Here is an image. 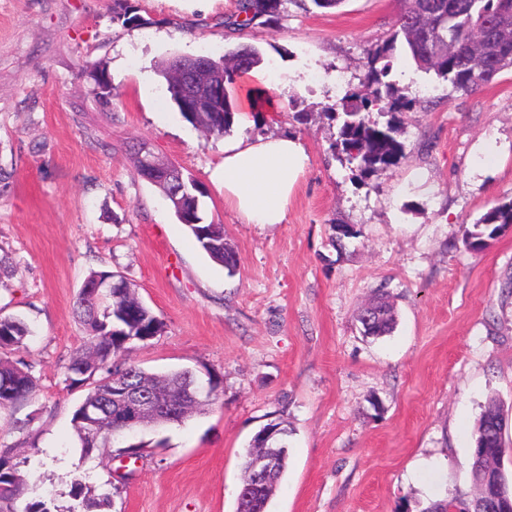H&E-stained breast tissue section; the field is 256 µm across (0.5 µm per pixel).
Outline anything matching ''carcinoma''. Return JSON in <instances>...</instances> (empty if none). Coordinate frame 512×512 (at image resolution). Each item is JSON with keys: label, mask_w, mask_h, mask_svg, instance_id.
I'll return each mask as SVG.
<instances>
[{"label": "carcinoma", "mask_w": 512, "mask_h": 512, "mask_svg": "<svg viewBox=\"0 0 512 512\" xmlns=\"http://www.w3.org/2000/svg\"><path fill=\"white\" fill-rule=\"evenodd\" d=\"M283 0H237L234 25L239 29L251 26L258 18L276 22L280 18ZM402 8L397 16L392 34L367 50V72L362 83L323 107V111L341 120L334 151L339 160L354 164L364 173H375L394 165L402 158L403 146L396 139L398 121L391 119L382 125L372 119L371 112L404 114L413 109L415 99L409 95V86L390 79L392 58L397 42H402L417 68L432 71L448 82L451 90L462 94L473 93L492 84L506 70L512 69V0H400ZM112 20L124 25L139 26L143 19L129 0H113ZM494 24V37L488 41L475 39V32L485 22ZM263 62L261 50L251 44L237 45L224 52L218 59H211L208 73L215 81L224 83V111L188 112L179 97L178 83L173 65L161 67L171 99L183 118L194 128L210 136H224L229 132L237 102L233 87L240 74L250 71ZM94 82L93 90L104 103H111L109 96L114 87L105 68L98 63L86 67ZM164 197L170 201L178 221L184 224L202 251L215 263L233 272L238 256L233 247L224 242V225L213 221L206 223L201 211V197L205 192L198 189L194 197L173 192L166 183L158 184ZM512 225V202L492 206L477 222L479 230L465 236L466 249L480 252L484 236L501 232ZM76 312L88 336L86 347L72 355L67 371L69 378L82 383L94 375L104 374L112 362L121 357L125 339L147 342L162 332V321L131 293L121 299L112 298V291L100 290L93 304L86 303L84 293H79ZM367 317H359L366 337L379 338L390 334L396 324L393 308L378 300L366 310ZM32 335L28 324L12 315L0 316V347L19 348ZM126 372L132 380L147 388L158 381L164 382L171 393V402L183 401L185 387L194 384L196 375L190 370H173L164 374L149 372L128 364ZM37 383L31 373V365L18 360L0 362V408L13 407L36 393ZM90 405L101 410L102 434L94 445L112 441L110 419L112 402L101 394V385L89 388L80 407L76 408L72 425L84 455L87 448L83 437V424L78 422L81 407ZM503 413L496 401L491 400L480 414L474 431L471 476L478 479L490 466H499L506 450L502 437ZM288 467L283 458L259 490L242 489L238 495L237 512H266L277 485ZM28 491V483L20 473L19 463L13 461V450L0 454V512H51L43 500L28 502L22 510L15 504ZM71 496L77 501L69 512H101L111 507L112 496L107 490L94 494L76 482L71 486ZM472 496L455 493L431 504L426 512H462L470 505Z\"/></svg>", "instance_id": "cac0c4a2"}]
</instances>
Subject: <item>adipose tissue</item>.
Wrapping results in <instances>:
<instances>
[{
    "label": "adipose tissue",
    "instance_id": "adipose-tissue-1",
    "mask_svg": "<svg viewBox=\"0 0 512 512\" xmlns=\"http://www.w3.org/2000/svg\"><path fill=\"white\" fill-rule=\"evenodd\" d=\"M308 163L305 148L290 137H245L226 146L217 172L225 206L250 224L286 223L288 203Z\"/></svg>",
    "mask_w": 512,
    "mask_h": 512
}]
</instances>
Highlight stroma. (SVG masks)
<instances>
[{
    "label": "stroma",
    "mask_w": 512,
    "mask_h": 512,
    "mask_svg": "<svg viewBox=\"0 0 512 512\" xmlns=\"http://www.w3.org/2000/svg\"><path fill=\"white\" fill-rule=\"evenodd\" d=\"M143 25L112 18V0H0V313L33 334L0 360L30 363L35 395L0 410V452L51 512L74 481L119 482L109 512H236L243 455L267 423L288 427V470L268 512H426L471 492L472 434L488 401L512 448V228L472 254L463 239L512 201V71L468 95L417 70L396 48L392 76L416 103L403 158L368 176L331 148L321 107L336 77L358 85L366 51L392 32L398 0L318 10L284 0L277 24L234 34L236 0H132ZM263 52L270 80L250 123L206 137L180 115L158 68L176 56ZM101 63L111 105L82 67ZM307 111L306 122L294 114ZM276 134L310 157L283 224H249L212 173L226 142ZM147 143L200 182L205 220L222 224L239 266L198 246L133 153ZM355 235L337 239V225ZM121 274L161 319L129 363L215 376L220 398L180 425L147 429L139 459L106 447L82 459L71 419L87 393L66 366L87 342L74 306L90 272ZM379 291L398 323L364 337L359 310Z\"/></svg>",
    "instance_id": "35a3bbf8"
}]
</instances>
